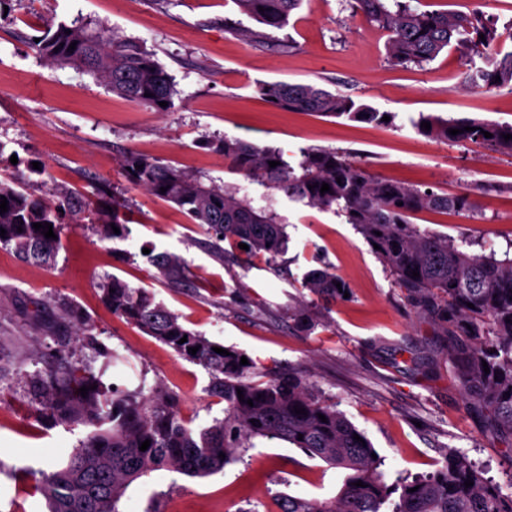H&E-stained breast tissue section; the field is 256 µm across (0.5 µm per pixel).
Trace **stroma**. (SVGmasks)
<instances>
[{
	"label": "stroma",
	"mask_w": 512,
	"mask_h": 512,
	"mask_svg": "<svg viewBox=\"0 0 512 512\" xmlns=\"http://www.w3.org/2000/svg\"><path fill=\"white\" fill-rule=\"evenodd\" d=\"M416 10H479L512 21V0H412ZM65 22L141 44L170 75V111L127 101L98 74L47 63L34 46L48 23ZM242 31L225 30L226 22ZM458 53L404 67L387 59L384 33L350 0H302L280 29L243 14L237 0H0V181L19 179L37 196L68 191L115 201L131 217L122 239L104 240L95 212L67 225L51 268L0 245V366L12 388L0 400V512H48L36 486L92 432L37 419L28 378L51 364L67 309L122 360L105 385L125 395L161 389L190 427L223 417L224 403L199 365L113 315L98 284L116 276L145 290L190 329L245 353L253 381L302 377L371 442L387 484L436 472L449 450L512 488V440L465 405L448 338L419 315L353 225L333 212L290 201L232 168L226 138L276 148L297 162L304 148L337 149L376 176L438 194H468L477 213L419 214L420 231L447 236L475 255L512 258V156L480 144L452 145L418 133L419 114L512 122V92L461 85ZM309 83L394 115L392 124L336 119L271 106L261 82ZM223 186L273 214L288 250L275 264L216 255L204 225L134 186L127 153ZM169 252L179 272L163 275L150 254ZM327 268L348 298L327 302L302 288ZM305 314L313 330L299 326ZM343 473L280 440H255L235 462L205 478L158 470L133 482L118 512H265L287 496L332 499Z\"/></svg>",
	"instance_id": "stroma-1"
}]
</instances>
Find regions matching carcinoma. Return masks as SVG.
<instances>
[{
	"mask_svg": "<svg viewBox=\"0 0 512 512\" xmlns=\"http://www.w3.org/2000/svg\"><path fill=\"white\" fill-rule=\"evenodd\" d=\"M237 2L243 13L277 29L288 24L300 4V0ZM353 10L387 33L391 64L421 65L452 46L468 64L464 85L485 93L503 88L512 91V50H502L497 21L483 12L417 11L407 0H354ZM73 42L76 48L71 50ZM35 46L52 64L98 73L112 92L132 102L158 112L173 107L170 76L152 53L133 41L108 40L59 22L48 28ZM257 90L279 109L350 120L367 118L377 123L384 116L367 104L311 84L264 82ZM161 101L167 106H160ZM424 121L430 123V130L421 128ZM412 126L438 140L458 145L480 143L512 154V139H504V135H512V123L422 114ZM466 126L471 130L449 134L451 129ZM486 131L492 137H485ZM219 150L228 164L252 180L269 184L311 208L345 217L368 243L377 244L378 258L413 306L452 336L451 356L456 358L466 403L486 411L493 431L512 437V259L498 260L493 253L472 255L445 236L420 231L411 221L428 211L472 214L476 206L469 195H439L380 178L352 165L335 149H302L295 167L277 149L237 139H224ZM271 161L280 165L271 168ZM124 167L136 185L177 206L192 223L207 226L215 242L244 243L249 247L247 254L266 255L270 260L284 252L287 236L275 217L227 193L224 187L206 185L178 168L137 154L126 157ZM323 183L330 187L324 194L319 188ZM162 187L166 192L160 191ZM3 198L8 210L0 213V227L6 231L0 244L13 246L18 254L39 265L52 266L64 224L76 217L85 203L62 191L36 197L20 190L17 182L1 181L0 200ZM35 223L52 224L56 238L45 237L43 230L33 228ZM125 224V216L112 205V212L104 214L100 225L101 238H125ZM115 226L120 233H114ZM414 271L419 276L412 277ZM302 287L332 301L343 298L347 291L346 283L328 270L308 273ZM99 288L113 314L208 372L210 392L224 400V417L194 430L180 417L171 397L155 393L138 401L131 395L116 396L113 387L104 386L101 376L90 367L74 364L66 346H61L56 360L30 377L33 413L61 424L91 423L98 430L74 449L62 468L41 474L38 488L48 501L49 512H118V502L135 480L159 469L192 478L213 475L237 459L238 449L253 446L255 438L286 441L332 467L347 470L333 500L290 496L287 512H385L388 502L393 504L390 512H512V492H503L456 450L448 453L445 467L433 475L386 484L379 471L381 460L372 458L375 449L371 443L354 439L364 434L335 405L312 393L301 377L290 374L254 383L248 379L250 366L240 364L244 353L233 348L227 356L214 352L222 344L186 328L178 315L146 292L129 287L116 276L103 280ZM183 337L187 342L181 344ZM190 347L198 348L196 354L188 353ZM94 384L97 388L90 389ZM83 386L88 387L84 397L79 393ZM296 406L305 413H295ZM320 414L326 421L318 418ZM147 439L148 449L139 450ZM221 453L225 457H219ZM467 480L473 485L465 486ZM358 481L363 486L356 485Z\"/></svg>",
	"mask_w": 512,
	"mask_h": 512,
	"instance_id": "carcinoma-1",
	"label": "carcinoma"
}]
</instances>
